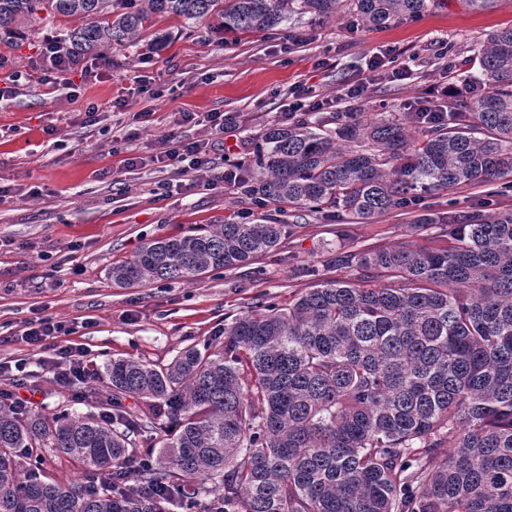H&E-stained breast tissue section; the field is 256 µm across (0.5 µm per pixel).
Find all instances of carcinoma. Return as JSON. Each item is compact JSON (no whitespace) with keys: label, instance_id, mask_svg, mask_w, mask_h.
Returning a JSON list of instances; mask_svg holds the SVG:
<instances>
[{"label":"carcinoma","instance_id":"1","mask_svg":"<svg viewBox=\"0 0 512 512\" xmlns=\"http://www.w3.org/2000/svg\"><path fill=\"white\" fill-rule=\"evenodd\" d=\"M432 0H0V33L34 32L56 14L82 60L114 46H162L156 17L244 35L302 15L339 14L371 30L422 15ZM480 75L448 120L410 139L394 114L355 112L266 128L237 162L246 194L285 211L360 223L420 193L512 190V27L478 48ZM448 227L446 249L407 244L332 252L355 279L320 278L285 309L224 324V340L169 364L105 366L99 413L51 417L0 402V512H512V211L476 209ZM290 224L228 222L150 240L110 271L118 288L242 268L275 250ZM381 277L385 283L365 287ZM135 412L115 421L124 398ZM167 419L172 430L163 431ZM157 449L137 455L136 436ZM80 461L63 484L44 454Z\"/></svg>","mask_w":512,"mask_h":512}]
</instances>
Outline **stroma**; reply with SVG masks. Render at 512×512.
Instances as JSON below:
<instances>
[{"label":"stroma","mask_w":512,"mask_h":512,"mask_svg":"<svg viewBox=\"0 0 512 512\" xmlns=\"http://www.w3.org/2000/svg\"><path fill=\"white\" fill-rule=\"evenodd\" d=\"M75 25L74 19L52 17L37 33L0 42V81L16 79L13 94L0 100V185L11 191L0 202V391L48 416L68 407L85 412L84 396L104 395L108 388L102 377L58 386L54 349H35L24 340L32 319L49 316L73 326V334L58 342L81 349L88 367L101 370L128 356L165 365L183 348L217 338L225 321L257 303L285 307L312 287L306 268L336 277L327 265L335 246L446 248L443 229L418 228L413 209L369 224L314 212L298 220L225 189L221 177L251 137L278 123L299 85L334 97L358 79L365 55L373 51L395 49L411 76L370 84L365 97L347 107L403 112L442 80V45L471 54L489 33L512 26V0H499L489 11L440 0L419 17L355 34L342 21L305 16L284 23L283 30L296 36L284 53L277 49L280 32L217 36L162 19L156 28L169 41L150 63L142 61L143 47L113 48L108 67L72 97L44 82L48 64L41 48L45 39L62 37ZM143 74L152 79L151 93L127 96ZM91 104L99 120L89 126L85 112ZM143 109L150 110L149 121H133ZM185 112H222L236 125L225 130L224 148L208 171L188 172L180 178L183 188L167 196L162 184L178 178L153 161L159 139L171 132L186 142L208 135L206 127L182 121ZM129 158L137 166L126 167ZM263 215L297 230L248 267L147 288L112 283V267L147 241L189 235L208 224L252 223ZM19 359L27 362L21 372L13 368Z\"/></svg>","instance_id":"obj_1"}]
</instances>
